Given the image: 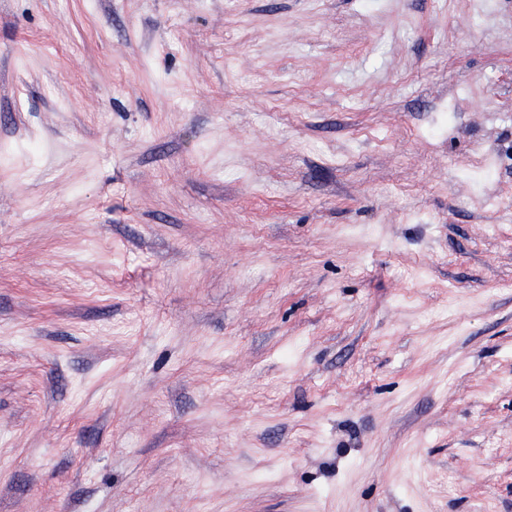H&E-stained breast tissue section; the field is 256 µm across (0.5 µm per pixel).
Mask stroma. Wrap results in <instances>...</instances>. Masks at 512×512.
I'll use <instances>...</instances> for the list:
<instances>
[{"label": "stroma", "instance_id": "obj_1", "mask_svg": "<svg viewBox=\"0 0 512 512\" xmlns=\"http://www.w3.org/2000/svg\"><path fill=\"white\" fill-rule=\"evenodd\" d=\"M0 512H512V0H0Z\"/></svg>", "mask_w": 512, "mask_h": 512}]
</instances>
